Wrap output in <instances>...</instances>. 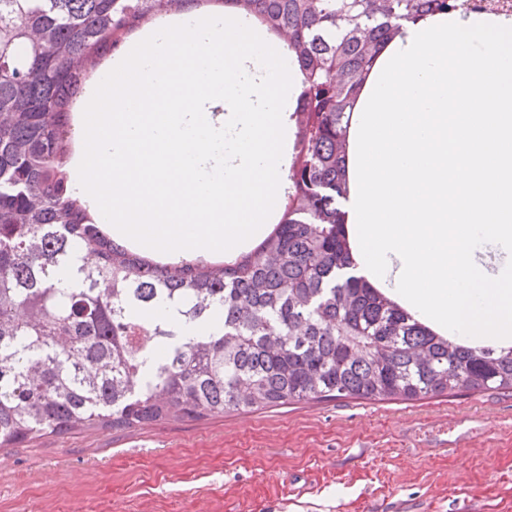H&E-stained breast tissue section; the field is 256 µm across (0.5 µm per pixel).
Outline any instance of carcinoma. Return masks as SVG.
Wrapping results in <instances>:
<instances>
[{
  "instance_id": "1",
  "label": "carcinoma",
  "mask_w": 512,
  "mask_h": 512,
  "mask_svg": "<svg viewBox=\"0 0 512 512\" xmlns=\"http://www.w3.org/2000/svg\"><path fill=\"white\" fill-rule=\"evenodd\" d=\"M189 2L0 0V448L341 396L512 390V343L454 344L351 272L343 212L347 128L377 56L406 22L476 7L222 0L275 30L302 75L286 201L251 249L164 262L117 243L75 196L67 109L105 49ZM162 306L171 316L154 319ZM215 309L218 327L183 335Z\"/></svg>"
}]
</instances>
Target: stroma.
Listing matches in <instances>:
<instances>
[{"instance_id": "35a3bbf8", "label": "stroma", "mask_w": 512, "mask_h": 512, "mask_svg": "<svg viewBox=\"0 0 512 512\" xmlns=\"http://www.w3.org/2000/svg\"><path fill=\"white\" fill-rule=\"evenodd\" d=\"M0 512H512V392L48 436L0 449Z\"/></svg>"}]
</instances>
